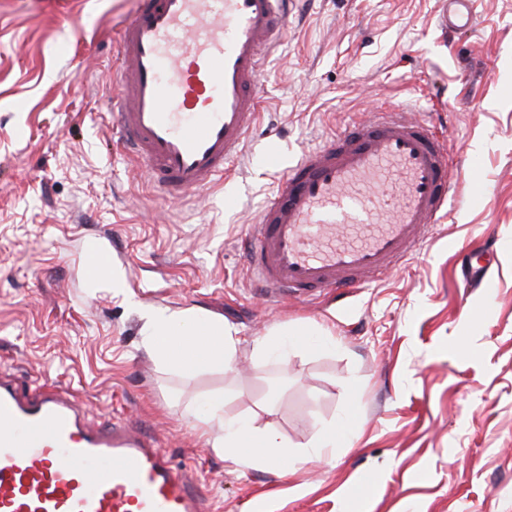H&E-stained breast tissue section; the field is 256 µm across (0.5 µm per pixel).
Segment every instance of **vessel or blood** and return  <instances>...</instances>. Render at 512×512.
Wrapping results in <instances>:
<instances>
[{
  "label": "vessel or blood",
  "mask_w": 512,
  "mask_h": 512,
  "mask_svg": "<svg viewBox=\"0 0 512 512\" xmlns=\"http://www.w3.org/2000/svg\"><path fill=\"white\" fill-rule=\"evenodd\" d=\"M288 0H139L118 34L125 151L150 182L182 195L218 184L257 125L259 77ZM477 0H443L437 21L469 28ZM445 138L388 107L284 168L240 247L257 289L335 293L387 275L456 207ZM468 281L487 283L482 248L449 240ZM0 512H209L185 468L122 422L89 420L70 393L33 392L0 373Z\"/></svg>",
  "instance_id": "obj_1"
}]
</instances>
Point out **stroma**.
Segmentation results:
<instances>
[{"mask_svg": "<svg viewBox=\"0 0 512 512\" xmlns=\"http://www.w3.org/2000/svg\"><path fill=\"white\" fill-rule=\"evenodd\" d=\"M439 0H296L263 72V118L230 187L163 196L118 149L116 33L136 0H0V369L52 383L94 421L129 422L186 466L211 512H512V0L444 33ZM448 111L457 191L489 187L384 279L263 300L237 242L286 163L382 104ZM497 242L494 287H461L449 238ZM122 273L92 272L96 250ZM193 309L239 339L187 377L143 349L144 315ZM329 349L261 354L276 328ZM223 395L308 447L349 417L336 462L238 470L187 421Z\"/></svg>", "mask_w": 512, "mask_h": 512, "instance_id": "1", "label": "stroma"}]
</instances>
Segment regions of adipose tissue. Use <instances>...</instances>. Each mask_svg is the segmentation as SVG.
I'll use <instances>...</instances> for the list:
<instances>
[{
  "label": "adipose tissue",
  "instance_id": "obj_1",
  "mask_svg": "<svg viewBox=\"0 0 512 512\" xmlns=\"http://www.w3.org/2000/svg\"><path fill=\"white\" fill-rule=\"evenodd\" d=\"M144 348L163 365L184 375L215 366H229L237 339L223 321L183 309H164L146 315ZM221 422L222 434H214V422ZM194 428L209 447L223 453L225 460L241 468L259 469L272 460L286 459L289 465L310 462L333 463L335 429L317 438L314 446L297 456L288 455L285 444L253 418L228 416L223 397L213 398L208 407L192 418Z\"/></svg>",
  "mask_w": 512,
  "mask_h": 512
}]
</instances>
